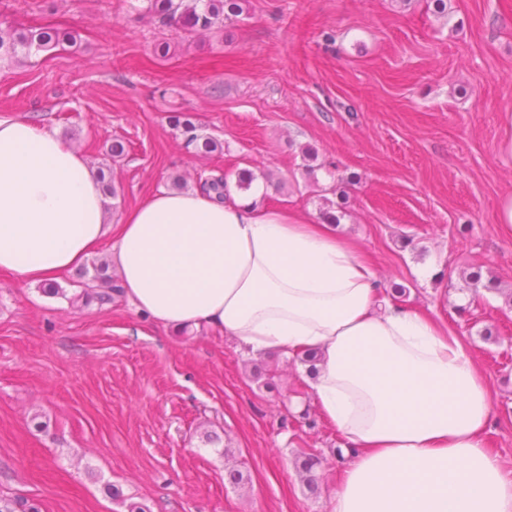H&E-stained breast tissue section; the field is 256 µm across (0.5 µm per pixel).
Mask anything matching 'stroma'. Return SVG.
Here are the masks:
<instances>
[{
    "label": "stroma",
    "instance_id": "1",
    "mask_svg": "<svg viewBox=\"0 0 512 512\" xmlns=\"http://www.w3.org/2000/svg\"><path fill=\"white\" fill-rule=\"evenodd\" d=\"M142 4L0 0L1 35L76 37L0 59V117L50 125L111 170L116 221L171 176L195 187L241 169L272 173L271 204L316 222L330 208L382 287L471 342L493 392L486 446L512 469V236L497 222L512 195V0H244L223 32L193 36ZM174 109L223 152L186 149ZM477 268L498 292L469 290ZM61 286L0 275V497L39 512H331L351 451L297 360ZM302 449L322 460L314 492ZM230 463L248 486L227 482Z\"/></svg>",
    "mask_w": 512,
    "mask_h": 512
}]
</instances>
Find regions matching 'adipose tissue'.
<instances>
[{"mask_svg":"<svg viewBox=\"0 0 512 512\" xmlns=\"http://www.w3.org/2000/svg\"><path fill=\"white\" fill-rule=\"evenodd\" d=\"M267 192L259 178L242 199L232 173L223 200L162 189L113 224L82 152L51 126L0 118V273L51 285L107 241L123 298L152 324L317 351L315 402L352 450L332 512H512L469 344L385 296L358 245Z\"/></svg>","mask_w":512,"mask_h":512,"instance_id":"adipose-tissue-1","label":"adipose tissue"}]
</instances>
